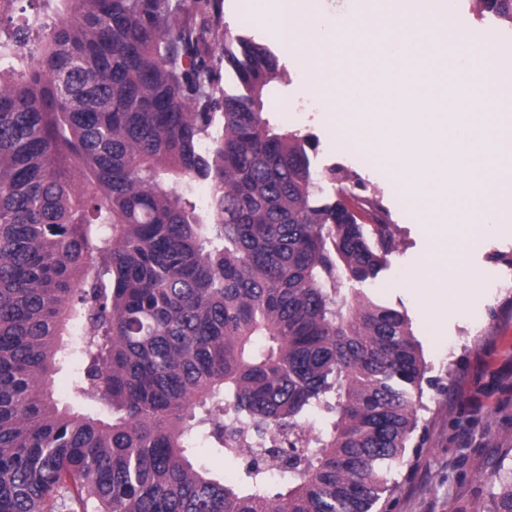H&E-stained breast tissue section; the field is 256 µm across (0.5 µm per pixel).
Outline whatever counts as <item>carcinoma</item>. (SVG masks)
Returning a JSON list of instances; mask_svg holds the SVG:
<instances>
[{
	"mask_svg": "<svg viewBox=\"0 0 512 512\" xmlns=\"http://www.w3.org/2000/svg\"><path fill=\"white\" fill-rule=\"evenodd\" d=\"M10 2L0 512H371L424 373L407 316L354 287L397 248L382 200L270 122L279 56L221 0H42L22 24ZM480 2L512 24V0ZM65 358L97 410L55 399ZM485 512H512V482ZM198 459L204 463L209 469L217 474H224V480L231 481L238 478L243 468V463H233L230 461H224V458L220 455L210 452L209 448L203 443L198 445Z\"/></svg>",
	"mask_w": 512,
	"mask_h": 512,
	"instance_id": "1",
	"label": "carcinoma"
}]
</instances>
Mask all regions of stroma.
<instances>
[{
  "label": "stroma",
  "instance_id": "1",
  "mask_svg": "<svg viewBox=\"0 0 512 512\" xmlns=\"http://www.w3.org/2000/svg\"><path fill=\"white\" fill-rule=\"evenodd\" d=\"M244 0H222L225 26L271 46L288 83L266 107L270 118L317 143V168L348 166L352 177L388 208L398 248L367 292L405 312L425 365L418 428L404 456L387 471L391 492L375 512H481L503 483L512 481V222L497 225L469 251L479 281L501 279L507 288L479 293L462 308L433 318L404 285L431 242L422 217L406 208L397 181L355 149L338 148L326 112L307 96L311 75L295 64L296 52L265 26L249 20ZM498 469L500 479L488 473Z\"/></svg>",
  "mask_w": 512,
  "mask_h": 512
}]
</instances>
